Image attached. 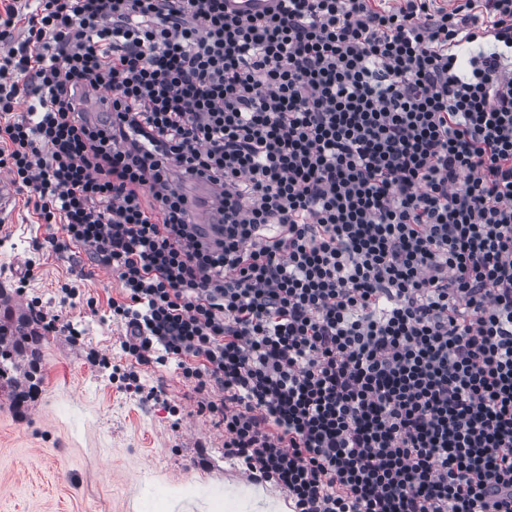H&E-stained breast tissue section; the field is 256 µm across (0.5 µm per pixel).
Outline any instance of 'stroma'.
<instances>
[{
	"mask_svg": "<svg viewBox=\"0 0 512 512\" xmlns=\"http://www.w3.org/2000/svg\"><path fill=\"white\" fill-rule=\"evenodd\" d=\"M24 199L0 222V291L15 296L12 270L34 261L28 297L74 324L73 343L41 333L44 381L16 406L0 390V512H259L252 482L224 459V430L199 414L197 399L173 367H147L144 384L165 404H144L117 387L97 351L124 363L108 301L120 285L80 249L57 254L45 244ZM80 290L61 305L58 283Z\"/></svg>",
	"mask_w": 512,
	"mask_h": 512,
	"instance_id": "35a3bbf8",
	"label": "stroma"
}]
</instances>
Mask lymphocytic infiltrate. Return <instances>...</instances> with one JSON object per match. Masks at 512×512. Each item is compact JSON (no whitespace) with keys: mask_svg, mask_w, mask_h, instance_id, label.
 Wrapping results in <instances>:
<instances>
[{"mask_svg":"<svg viewBox=\"0 0 512 512\" xmlns=\"http://www.w3.org/2000/svg\"><path fill=\"white\" fill-rule=\"evenodd\" d=\"M509 48L512 0H6L0 170L117 278L114 379L175 363L291 512H512Z\"/></svg>","mask_w":512,"mask_h":512,"instance_id":"lymphocytic-infiltrate-1","label":"lymphocytic infiltrate"}]
</instances>
